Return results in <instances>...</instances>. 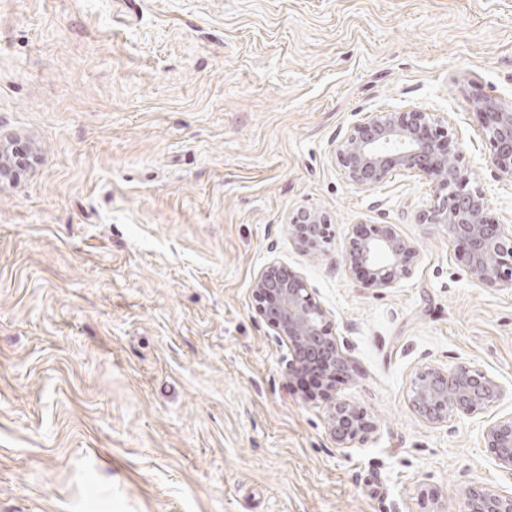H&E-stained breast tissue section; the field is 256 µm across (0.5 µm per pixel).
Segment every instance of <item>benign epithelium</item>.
Instances as JSON below:
<instances>
[{
    "label": "benign epithelium",
    "instance_id": "1",
    "mask_svg": "<svg viewBox=\"0 0 512 512\" xmlns=\"http://www.w3.org/2000/svg\"><path fill=\"white\" fill-rule=\"evenodd\" d=\"M484 135L494 145L492 166L512 177V107L492 97L481 99ZM334 160L355 186L371 188L396 169L435 179L434 205L423 215L429 224H443L448 236L464 250L473 278L487 287L512 286V225L498 224L486 216L488 201L479 189H469L464 157L448 148V132L429 112L413 109L398 115L369 112L340 142ZM292 233L308 249L326 238L328 221L317 210H302L289 221ZM416 250L390 224L373 235L358 234L349 243L346 261L363 267L370 288H393L413 273ZM254 291L263 300L262 315L277 338L288 347V372L307 363H320L331 377L349 376L351 366L338 337L332 335L325 310L313 299L303 277L271 263L254 279ZM411 401L433 423L448 416H467L500 401L506 390L477 369L460 367L422 372L411 382ZM336 445L370 429L339 402L328 415ZM498 466L512 475V414L499 417L484 432ZM471 512H512V492H469Z\"/></svg>",
    "mask_w": 512,
    "mask_h": 512
}]
</instances>
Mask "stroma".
<instances>
[{
	"mask_svg": "<svg viewBox=\"0 0 512 512\" xmlns=\"http://www.w3.org/2000/svg\"><path fill=\"white\" fill-rule=\"evenodd\" d=\"M512 104V0H0V512H469L512 491L483 431L512 413V288L426 224L430 179L370 189L335 165L368 112L432 113L487 215L512 224L477 101ZM323 212L302 248L288 218ZM418 253L364 285L349 238ZM298 272L352 378L306 392L258 312ZM478 369L499 402L424 419L427 369ZM370 425L337 447L328 414ZM416 250L392 224H385L374 235L357 234L349 243L346 261L364 267L369 288H393L413 273ZM471 512H512V492L469 491Z\"/></svg>",
	"mask_w": 512,
	"mask_h": 512,
	"instance_id": "obj_1",
	"label": "stroma"
}]
</instances>
